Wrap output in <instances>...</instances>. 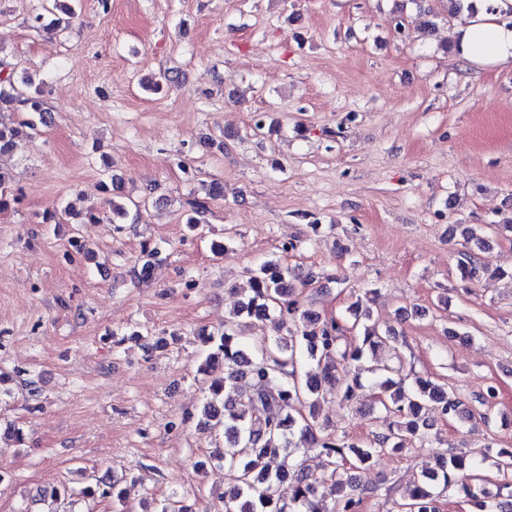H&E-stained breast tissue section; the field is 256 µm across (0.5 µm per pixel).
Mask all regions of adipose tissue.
Returning a JSON list of instances; mask_svg holds the SVG:
<instances>
[{
	"instance_id": "ef3b65f1",
	"label": "adipose tissue",
	"mask_w": 512,
	"mask_h": 512,
	"mask_svg": "<svg viewBox=\"0 0 512 512\" xmlns=\"http://www.w3.org/2000/svg\"><path fill=\"white\" fill-rule=\"evenodd\" d=\"M454 51L481 66L512 69V24L500 16L479 9L450 35Z\"/></svg>"
}]
</instances>
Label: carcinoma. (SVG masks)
I'll use <instances>...</instances> for the list:
<instances>
[{
	"label": "carcinoma",
	"mask_w": 512,
	"mask_h": 512,
	"mask_svg": "<svg viewBox=\"0 0 512 512\" xmlns=\"http://www.w3.org/2000/svg\"><path fill=\"white\" fill-rule=\"evenodd\" d=\"M59 0L44 7L46 14L35 16L42 29H56L65 19L75 15V9L57 15ZM30 113L23 127L14 126L3 117L14 106ZM45 112L43 91L33 87L30 79L17 85L13 73L0 76V155L12 152L22 128L37 131L35 116ZM13 181L10 170L0 167V210L9 207L15 198L6 189ZM207 211L203 202L193 203L185 224L191 231L199 229ZM457 269L464 280H476L489 270V262L471 248L459 252ZM252 296L233 314L224 317V330L203 337L206 347L199 372L209 375L222 370L223 375L212 380L210 398L202 415L224 418V452L216 459L224 468V512H327L325 499L333 500L332 512H356L360 499L343 494V486L351 481L342 479L350 469L370 467L380 453L401 452L414 441L430 443L427 414L430 411L467 420H488L485 413L466 406L454 392L419 377L403 373L377 356H368L380 347L397 342L396 332L373 322L362 326L359 321L347 325L335 317L326 318L303 307L295 296L291 270L277 261H266L253 271ZM278 314V328L287 332L256 345L260 357L252 358L250 349L239 335L238 318L242 315L258 321ZM353 341L342 349L339 342L346 333ZM381 379L379 403L395 418L388 431L376 433L368 444H358L333 434L316 433L314 414L300 418L290 410L295 402L310 399L326 385L336 387L341 399L349 401L360 386L357 378L339 376L351 371L352 365ZM249 375L252 391L244 394L237 382ZM311 442L321 448L325 460L320 474L310 472L304 465L293 471L256 470L257 460L275 456L282 448L298 447ZM496 453V466L501 476L496 492L486 488V479L478 474L455 478L453 472L466 467L465 458L451 453L439 458V470L425 472L415 482L411 502L405 512H438L431 484L443 481V489L462 497L472 512H512V452L501 448H485L484 456ZM288 481L294 495L286 500L280 485Z\"/></svg>",
	"instance_id": "obj_1"
}]
</instances>
